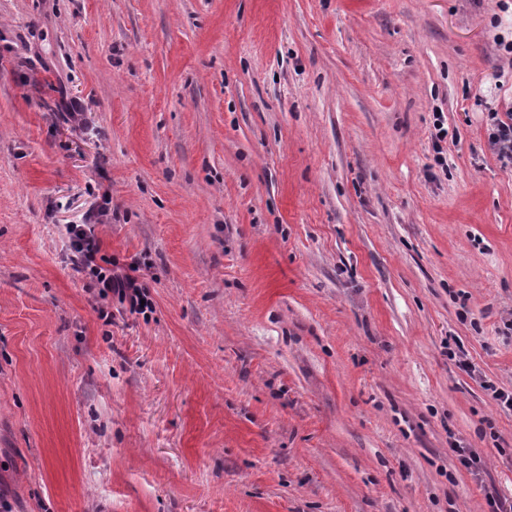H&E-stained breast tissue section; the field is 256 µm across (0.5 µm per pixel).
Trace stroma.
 Segmentation results:
<instances>
[{"label":"stroma","instance_id":"35a3bbf8","mask_svg":"<svg viewBox=\"0 0 512 512\" xmlns=\"http://www.w3.org/2000/svg\"><path fill=\"white\" fill-rule=\"evenodd\" d=\"M500 37L512 0H0L14 512L512 497V411L483 388L512 392ZM91 214L146 313L75 270L65 227ZM487 119L490 151L503 167H512V113L491 112Z\"/></svg>","mask_w":512,"mask_h":512}]
</instances>
